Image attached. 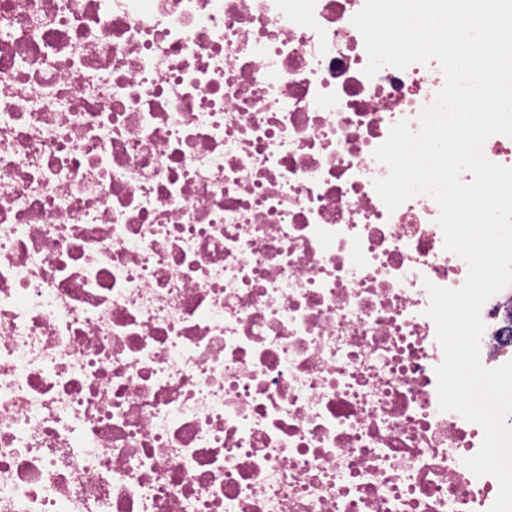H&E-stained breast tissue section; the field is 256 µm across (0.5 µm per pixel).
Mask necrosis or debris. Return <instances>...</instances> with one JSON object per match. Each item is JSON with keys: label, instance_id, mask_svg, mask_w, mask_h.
<instances>
[{"label": "necrosis or debris", "instance_id": "4bbe7bcc", "mask_svg": "<svg viewBox=\"0 0 512 512\" xmlns=\"http://www.w3.org/2000/svg\"><path fill=\"white\" fill-rule=\"evenodd\" d=\"M364 4L0 0V512H489L425 314L468 266L373 185L445 78L366 76Z\"/></svg>", "mask_w": 512, "mask_h": 512}]
</instances>
